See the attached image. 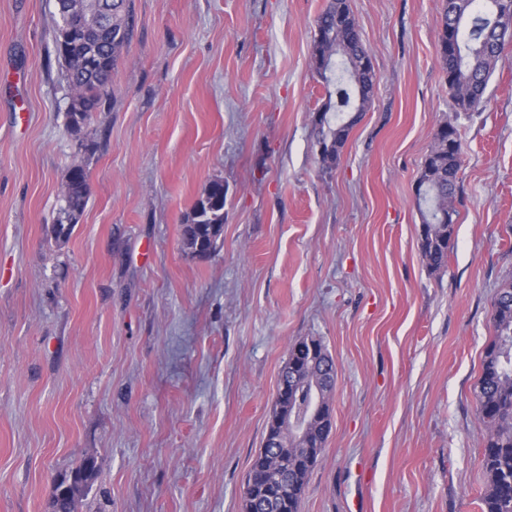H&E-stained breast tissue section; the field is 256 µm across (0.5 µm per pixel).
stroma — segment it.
I'll use <instances>...</instances> for the list:
<instances>
[{
    "label": "stroma",
    "instance_id": "stroma-1",
    "mask_svg": "<svg viewBox=\"0 0 512 512\" xmlns=\"http://www.w3.org/2000/svg\"><path fill=\"white\" fill-rule=\"evenodd\" d=\"M378 76L336 167L312 129L326 0H134L135 35L82 136L55 0H0V512H243L293 343L336 365L299 512H481L477 411L512 279V43L475 111L437 54L441 0H348ZM464 157L454 248L431 272L415 199L443 121ZM89 198L48 233L74 166ZM224 182L201 260L181 225ZM92 472V462L87 459L71 471L69 476H64L57 480L54 483L51 497L52 512H75L77 498L87 486L88 481L92 477ZM74 477H81V479L77 478L71 482ZM64 487L66 489L61 491Z\"/></svg>",
    "mask_w": 512,
    "mask_h": 512
}]
</instances>
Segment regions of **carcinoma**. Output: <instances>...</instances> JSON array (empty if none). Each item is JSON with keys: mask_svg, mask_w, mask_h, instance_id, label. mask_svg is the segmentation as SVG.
<instances>
[{"mask_svg": "<svg viewBox=\"0 0 512 512\" xmlns=\"http://www.w3.org/2000/svg\"><path fill=\"white\" fill-rule=\"evenodd\" d=\"M512 0H442L441 26L438 43L453 34L457 43L453 59L440 56L448 89L464 112L473 111L484 103L487 85L494 73L503 49L512 42V34L499 28V18ZM311 59L333 58L332 67L314 65L328 86L334 87L335 101L327 102L323 112H333L319 125H314L316 142L330 150L333 162H338L346 141L350 123L344 121L347 112H363L370 97L358 96L354 82L361 58L368 54L363 46L348 0H328L318 15ZM136 28L133 0H112V42L95 41L75 45L63 40L61 25H55V40L65 66V76L71 97L67 126L78 133L91 114L100 107L105 93L100 84L111 79L122 51L130 44ZM450 122H442L423 163L420 180L425 192L418 199L423 223L432 225L433 238L422 245L421 256L433 272L443 270L453 248L454 228L441 223L438 201H453L461 168L462 143L457 127L451 135L443 133ZM64 207L58 222L50 225L51 237L67 241L84 212L88 201L87 176L82 167L70 171L63 194ZM224 230V182H210L205 195L198 199L181 228L182 247L192 255L217 247ZM512 280L500 285L493 305L494 336L485 349L479 380L477 410L488 429L482 450V467L486 477L481 497L483 512H512ZM312 377L324 382L322 403L329 404L335 383V369L315 365ZM293 403L288 408V429L305 424L307 430L298 448L288 452V512H299L301 495L311 471L322 458L331 431L328 412H312L310 386L292 391ZM275 450L263 447L255 457L250 473L261 478L272 465ZM93 465L85 460L71 473L54 483L51 497L52 512H75L77 498L92 477ZM244 512H278L270 498L260 494L256 483L244 498Z\"/></svg>", "mask_w": 512, "mask_h": 512, "instance_id": "carcinoma-1", "label": "carcinoma"}]
</instances>
